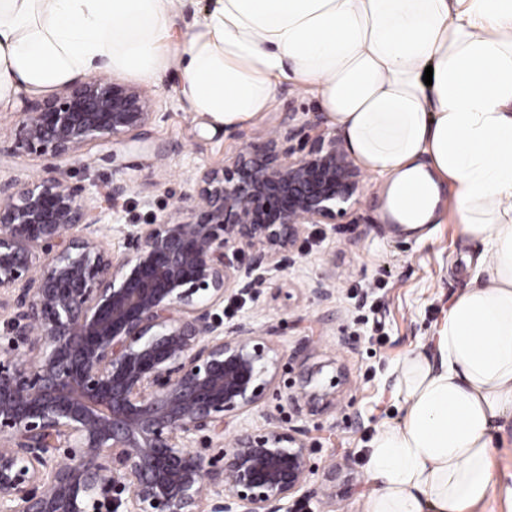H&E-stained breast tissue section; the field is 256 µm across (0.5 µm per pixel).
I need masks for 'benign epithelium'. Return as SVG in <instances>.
Wrapping results in <instances>:
<instances>
[{"mask_svg": "<svg viewBox=\"0 0 512 512\" xmlns=\"http://www.w3.org/2000/svg\"><path fill=\"white\" fill-rule=\"evenodd\" d=\"M154 116L138 90L89 77L25 107L19 153L141 142ZM308 127L203 171L182 195L189 219L156 216L112 250L57 167L0 181V512H292L319 496L305 426L269 414L226 434L265 399L279 359L274 329L215 314L230 290L259 296L305 225L338 224L360 202L341 140ZM288 399L336 406L302 370Z\"/></svg>", "mask_w": 512, "mask_h": 512, "instance_id": "benign-epithelium-1", "label": "benign epithelium"}]
</instances>
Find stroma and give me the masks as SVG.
Listing matches in <instances>:
<instances>
[{
  "label": "stroma",
  "instance_id": "35a3bbf8",
  "mask_svg": "<svg viewBox=\"0 0 512 512\" xmlns=\"http://www.w3.org/2000/svg\"><path fill=\"white\" fill-rule=\"evenodd\" d=\"M178 84L172 70L155 82L139 83L155 112L143 142L112 152L94 142L58 162L70 183L83 186L108 247L118 246L124 225L166 213L188 218L189 207L179 197L192 193L203 169L223 167L244 145L264 146L275 132L322 116L311 95L285 83L254 123L213 129L184 109ZM28 98L20 93L0 112L1 180L40 175L47 164L35 153L15 154L17 114ZM116 179L130 181L133 189L115 201L108 189ZM382 193V181L367 177L354 223L306 225L294 265L272 272L259 300L229 293L216 310L224 323L276 330V393L236 416L233 426L259 429L268 412L279 411L285 424L309 430L311 484L324 486L328 463L339 471L335 488L322 498L297 502L294 512H364L369 443L376 427L400 414L394 369L410 351L429 343L443 308L478 272L482 246L463 234L456 217L426 225L420 236L406 233L381 220ZM318 282L328 288V297L313 295ZM369 283L375 286L374 309L364 305L363 287ZM372 320L379 322L381 337L370 336ZM304 367L320 369L322 383H334L335 408L300 415L287 401L283 391Z\"/></svg>",
  "mask_w": 512,
  "mask_h": 512
}]
</instances>
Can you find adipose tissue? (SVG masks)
I'll list each match as a JSON object with an SVG mask.
<instances>
[{
  "label": "adipose tissue",
  "instance_id": "adipose-tissue-1",
  "mask_svg": "<svg viewBox=\"0 0 512 512\" xmlns=\"http://www.w3.org/2000/svg\"><path fill=\"white\" fill-rule=\"evenodd\" d=\"M184 6L0 0V107L81 77L151 83L173 68L185 109L228 128L260 118L288 82L382 179L392 220L455 213L487 279L398 364L404 414L371 441L364 512H472L512 413V0H212L176 41Z\"/></svg>",
  "mask_w": 512,
  "mask_h": 512
}]
</instances>
